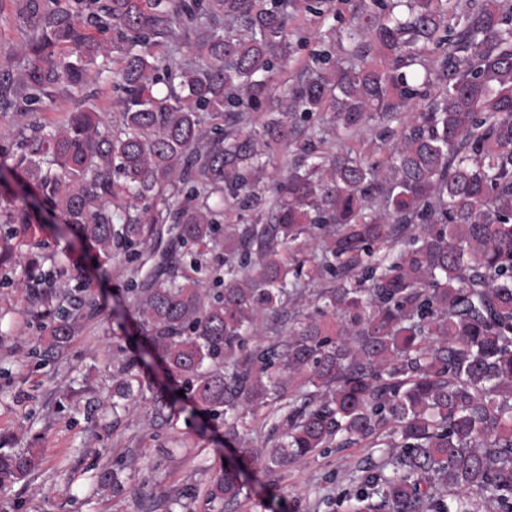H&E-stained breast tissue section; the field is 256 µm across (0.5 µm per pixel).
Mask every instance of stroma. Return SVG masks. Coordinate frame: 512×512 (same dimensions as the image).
<instances>
[{
  "label": "stroma",
  "mask_w": 512,
  "mask_h": 512,
  "mask_svg": "<svg viewBox=\"0 0 512 512\" xmlns=\"http://www.w3.org/2000/svg\"><path fill=\"white\" fill-rule=\"evenodd\" d=\"M358 0H323L319 17L294 23L295 51L283 77L296 83L314 55L327 49L331 28H345ZM38 260L41 278L25 276ZM144 268L116 249L110 265H94L59 220L48 221L24 257L0 265V438L10 448L38 449L43 464L27 479L0 489V512H167L170 500L201 487L214 469L235 466L237 452L159 359L151 357L132 306ZM79 307L82 316L64 353L43 358L48 302ZM133 365L150 391L112 406L113 378ZM174 400L175 428L151 423L152 396ZM389 448L329 449L268 472L240 473L239 505L225 512H288L300 499L305 512H351L358 479L391 464ZM127 464L119 494L99 489L102 459Z\"/></svg>",
  "instance_id": "obj_1"
}]
</instances>
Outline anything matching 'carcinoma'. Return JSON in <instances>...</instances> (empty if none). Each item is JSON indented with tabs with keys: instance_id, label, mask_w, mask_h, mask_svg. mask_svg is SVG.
Here are the masks:
<instances>
[{
	"instance_id": "obj_1",
	"label": "carcinoma",
	"mask_w": 512,
	"mask_h": 512,
	"mask_svg": "<svg viewBox=\"0 0 512 512\" xmlns=\"http://www.w3.org/2000/svg\"><path fill=\"white\" fill-rule=\"evenodd\" d=\"M14 8L38 35L0 65V112L25 118L108 72L120 120L108 126L80 105L19 125L0 152L104 265L114 247L176 224L190 262L155 264L133 305L153 354L224 420L241 460L271 471L331 446L397 448L391 473L363 478L356 512H481L486 502L512 512V7L362 5L339 56H317L289 92L294 111L329 117L272 189L263 178L288 141V113L262 104L294 52L290 22L317 13V0ZM249 110L261 111V130L237 128ZM338 137L354 145L336 151ZM214 196L241 201L255 222L221 224ZM31 213L0 197V223L15 225L0 234V262L36 236ZM324 227L319 253L293 261L296 243ZM216 250L224 289L213 295L196 274ZM327 275L335 285L310 295L313 312H294L286 339L242 354L260 318ZM50 314L46 356L77 327L68 310ZM135 380L125 366L115 396H131ZM271 400L283 402L279 445L262 458L240 427ZM151 408L158 426L172 425L165 398ZM39 465L31 448L0 446V488ZM123 469L103 464L98 485L121 490ZM240 493L223 469L202 489L210 512Z\"/></svg>"
}]
</instances>
